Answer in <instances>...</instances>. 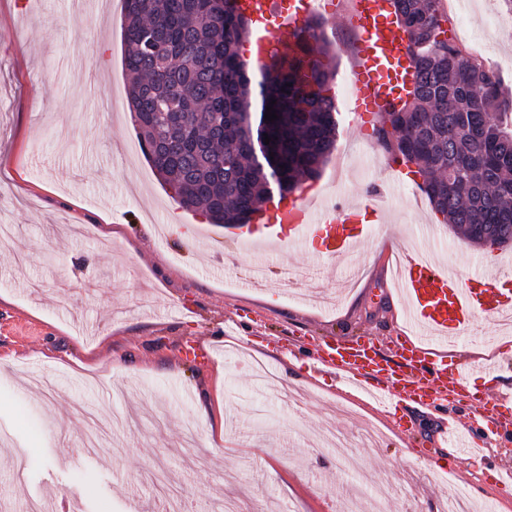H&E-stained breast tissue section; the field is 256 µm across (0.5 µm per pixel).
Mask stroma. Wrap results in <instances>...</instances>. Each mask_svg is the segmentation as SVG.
I'll return each instance as SVG.
<instances>
[{
  "instance_id": "35a3bbf8",
  "label": "stroma",
  "mask_w": 512,
  "mask_h": 512,
  "mask_svg": "<svg viewBox=\"0 0 512 512\" xmlns=\"http://www.w3.org/2000/svg\"><path fill=\"white\" fill-rule=\"evenodd\" d=\"M464 50L512 89V11L461 0L448 16ZM120 0H0V512H38L72 496L78 512H342L336 490L369 491L358 476L393 479L415 465L418 489L394 487L382 512H437L448 484L469 487L475 512H512L492 478L512 467V432L485 459L455 457L441 432L469 406L394 402L388 412L346 392L336 371L304 363L321 340L379 344L409 335L388 252L398 243L435 258L465 286L493 267L485 250L437 219L417 182L388 180L369 121L339 114L342 171L325 167L327 204L385 188L386 223L351 260L296 248L224 255L241 225L182 210L144 158L128 110ZM289 267L297 283L248 286L255 265ZM211 350L209 362L184 344ZM262 360L297 387L291 406L253 376ZM491 381L512 398V349L494 351ZM221 399L224 425L203 419ZM378 427L381 447L354 442L351 462L325 444L330 429Z\"/></svg>"
}]
</instances>
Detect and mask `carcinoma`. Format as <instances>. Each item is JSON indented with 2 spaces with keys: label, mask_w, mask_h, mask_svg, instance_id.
<instances>
[{
  "label": "carcinoma",
  "mask_w": 512,
  "mask_h": 512,
  "mask_svg": "<svg viewBox=\"0 0 512 512\" xmlns=\"http://www.w3.org/2000/svg\"><path fill=\"white\" fill-rule=\"evenodd\" d=\"M415 67L410 96L374 129L415 166L442 222L481 248L512 243V112L500 78L448 35L438 0H390ZM128 108L140 146L180 205L246 224L277 189L320 177L336 144L334 58L311 18L301 59L245 67L252 24L231 0H123ZM276 104H271V100ZM273 105L278 119H265ZM271 138L264 144L263 134Z\"/></svg>",
  "instance_id": "1"
}]
</instances>
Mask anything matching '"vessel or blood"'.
<instances>
[{
    "instance_id": "obj_1",
    "label": "vessel or blood",
    "mask_w": 512,
    "mask_h": 512,
    "mask_svg": "<svg viewBox=\"0 0 512 512\" xmlns=\"http://www.w3.org/2000/svg\"><path fill=\"white\" fill-rule=\"evenodd\" d=\"M237 9L251 20L256 34L247 58L251 64L267 62L272 51H292L307 18L317 11V0H289L275 7L273 0H236ZM330 18L353 32L356 62L348 72L354 114L369 112L382 117L404 95L414 79L407 38L396 23L387 0H337ZM320 190H307L288 202L260 205L251 215L252 230L238 236L237 244L275 250L313 245L318 260L356 253L369 231L356 224L359 210L380 215L379 194H370L357 205L328 206ZM403 298V319L412 338L399 337L390 356H383L374 340L354 344L327 342L313 355L323 368L335 369L378 403L419 397L436 407H447L450 398L466 391L465 370H447L430 347L456 346L470 335L475 310L500 321L512 316V295L486 279L482 290L461 287L456 274L431 261L404 255L395 265Z\"/></svg>"
}]
</instances>
